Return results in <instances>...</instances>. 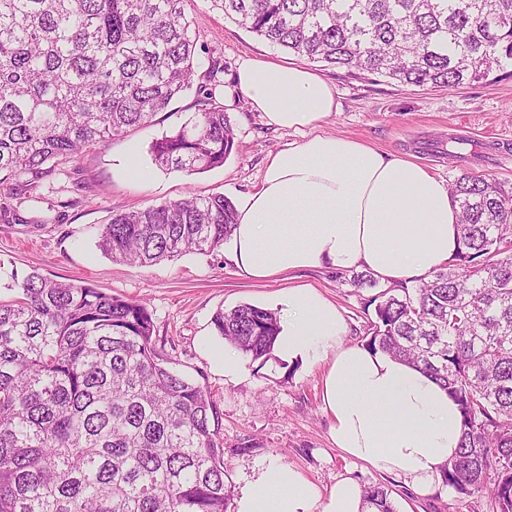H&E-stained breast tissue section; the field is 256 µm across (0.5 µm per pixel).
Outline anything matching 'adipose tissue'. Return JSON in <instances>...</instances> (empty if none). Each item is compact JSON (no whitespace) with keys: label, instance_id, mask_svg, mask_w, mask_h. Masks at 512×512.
<instances>
[{"label":"adipose tissue","instance_id":"adipose-tissue-1","mask_svg":"<svg viewBox=\"0 0 512 512\" xmlns=\"http://www.w3.org/2000/svg\"><path fill=\"white\" fill-rule=\"evenodd\" d=\"M237 91L268 126L307 134L269 155L259 187L237 207L226 258L238 275L271 280L361 267L390 284L428 277L452 258L459 211L446 183L419 162L320 132L338 109L329 81L294 63L247 58L225 100ZM272 304L280 313L277 355L324 365L322 407L337 448L416 494L441 489L440 468L461 439L460 412L447 391L404 361L346 342L343 314L317 288L286 289ZM236 512L375 510L353 479L324 493L298 469L272 463L248 483Z\"/></svg>","mask_w":512,"mask_h":512}]
</instances>
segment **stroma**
<instances>
[{
  "label": "stroma",
  "instance_id": "1",
  "mask_svg": "<svg viewBox=\"0 0 512 512\" xmlns=\"http://www.w3.org/2000/svg\"><path fill=\"white\" fill-rule=\"evenodd\" d=\"M184 11L198 61L193 89L157 113L151 125L83 149L59 164L24 196H16L14 180L1 183L0 205L12 208L14 216L0 220V266L20 276L35 269L145 303L157 350L172 370L207 389L217 404L233 495H240L263 467L277 462L297 468L324 490L342 477L383 484L396 512H496L491 498L462 495L449 487L432 495L414 494L396 477L354 462L336 448L332 421L321 406V365L289 364L271 354L245 362L239 381H225L216 368L215 353L224 341L214 332L213 315L240 304L269 307L280 283L240 277L220 250L190 252L152 266L115 261L99 250L100 230L114 212L189 193H220L237 200L259 185L270 153L303 139L302 134L268 127L238 92L229 109L236 146L223 166L190 174L155 164L152 144L198 110L197 86L209 85L220 100L239 57L271 63L289 58L225 19L208 0H185ZM319 73L334 84L340 104L338 112L324 119L321 132L414 156L447 183L467 168L512 187L511 75L439 90L358 71L323 67ZM451 136L478 144L479 159L466 168L449 160L439 145ZM351 276L348 270H303L292 273L288 283L320 288L343 313L347 342L359 344L373 316L367 303L375 291L354 287Z\"/></svg>",
  "mask_w": 512,
  "mask_h": 512
}]
</instances>
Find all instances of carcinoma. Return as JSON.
Masks as SVG:
<instances>
[{"label":"carcinoma","mask_w":512,"mask_h":512,"mask_svg":"<svg viewBox=\"0 0 512 512\" xmlns=\"http://www.w3.org/2000/svg\"><path fill=\"white\" fill-rule=\"evenodd\" d=\"M224 17L313 63L456 89L512 67V0H209ZM184 0H0V181L148 125L192 86ZM201 108L151 153L165 170L218 168L235 148L224 106ZM460 248L415 288L373 296L364 346L425 370L458 404L442 467L464 495L512 512V191L464 171L448 184ZM222 194L117 212L98 246L140 266L230 239ZM0 298V512H227L220 415L167 366L145 304L37 271ZM243 358L271 353L274 313L242 304L211 321ZM493 483H487L488 472ZM364 502L394 512L381 484Z\"/></svg>","instance_id":"carcinoma-1"}]
</instances>
